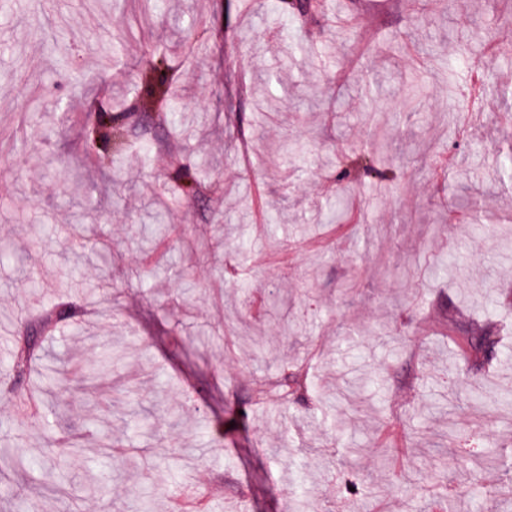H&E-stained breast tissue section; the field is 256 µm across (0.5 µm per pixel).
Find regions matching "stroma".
<instances>
[{
  "label": "stroma",
  "mask_w": 512,
  "mask_h": 512,
  "mask_svg": "<svg viewBox=\"0 0 512 512\" xmlns=\"http://www.w3.org/2000/svg\"><path fill=\"white\" fill-rule=\"evenodd\" d=\"M168 2L134 32L112 0H0V247L15 255L0 262V383L14 336L35 329L30 279L44 298L95 310L81 333L60 323L21 390H0V451L39 460L0 481V512H19L22 493L39 512H136L147 496L167 512L190 485L213 512H290L301 497L308 512H369L381 498L394 512H512L477 495L512 483V222L475 231L485 214L512 215V181L495 173L512 113V0L371 12L334 0L291 18L276 0ZM473 31L508 96L464 98L470 72L449 63ZM175 41L181 136L150 120L141 80L147 46ZM314 52L328 65H310ZM105 84L135 107L116 171L89 161L81 131ZM266 88L270 112L257 106ZM385 126L397 184L358 176L346 210L362 222L317 221L339 190L333 156L373 155ZM169 153L213 164L194 199L160 163ZM451 172L468 203L449 205ZM156 219L165 247L139 263ZM97 238L106 250L90 248ZM452 330L497 336L492 360L458 354ZM303 363L306 388L256 405L262 385ZM352 385L366 413L337 406ZM91 420L116 444L111 457L95 454ZM471 434L496 466L460 457ZM350 448L361 451L352 469ZM101 469L106 485L85 496Z\"/></svg>",
  "instance_id": "35a3bbf8"
}]
</instances>
